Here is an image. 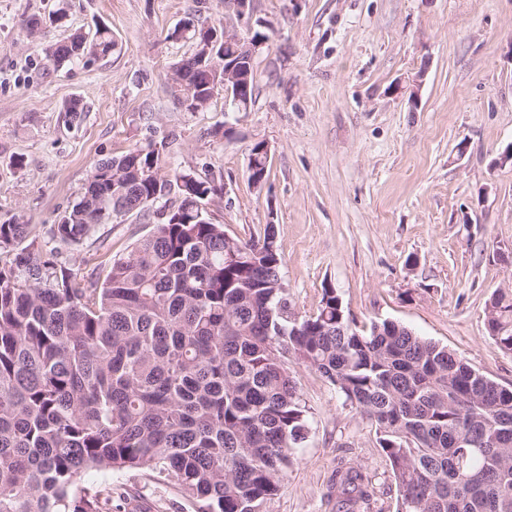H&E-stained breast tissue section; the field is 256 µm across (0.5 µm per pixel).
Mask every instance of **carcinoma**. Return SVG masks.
Wrapping results in <instances>:
<instances>
[{
  "label": "carcinoma",
  "mask_w": 512,
  "mask_h": 512,
  "mask_svg": "<svg viewBox=\"0 0 512 512\" xmlns=\"http://www.w3.org/2000/svg\"><path fill=\"white\" fill-rule=\"evenodd\" d=\"M172 67L205 94L224 85L235 43ZM106 28L45 48L55 65L106 57ZM145 148L99 160L52 238L78 244L115 211L178 204L105 278L27 249L0 266V512H112L91 470L172 481L192 512H263L309 417L295 368L321 375L375 426L396 486L394 512H512V389L454 351L388 320L357 322L335 290L295 311L270 226L228 241L200 205L223 186L163 172ZM28 234L0 224V250ZM486 329L512 353V293L486 304ZM336 512H374L371 480L342 459Z\"/></svg>",
  "instance_id": "cac0c4a2"
}]
</instances>
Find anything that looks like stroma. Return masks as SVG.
I'll use <instances>...</instances> for the list:
<instances>
[{"label":"stroma","mask_w":512,"mask_h":512,"mask_svg":"<svg viewBox=\"0 0 512 512\" xmlns=\"http://www.w3.org/2000/svg\"><path fill=\"white\" fill-rule=\"evenodd\" d=\"M271 21L256 58V98L230 112L223 97L187 112L169 92L197 14L224 23V0H0V223L28 225L52 260L80 271L127 257L160 215L101 224L79 245L50 229L94 163L174 138L163 169L221 181L213 222L242 240L276 226L289 299L315 312L335 289L358 322L388 319L448 347L512 387V354L488 335L485 304L512 289V0H256ZM61 23L47 24L56 10ZM45 24L31 39L30 17ZM110 29L105 58L58 67L43 46ZM80 101V119L66 107ZM231 137H223L224 127ZM270 148L263 189L250 149ZM310 429L265 512H330L336 461L371 476L380 512L396 487L374 426L318 373L296 374Z\"/></svg>","instance_id":"1"}]
</instances>
